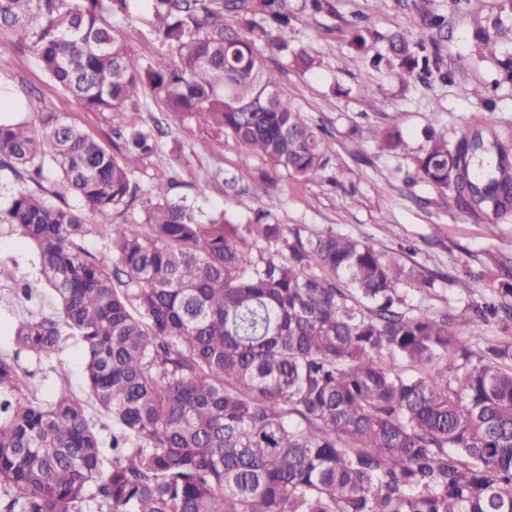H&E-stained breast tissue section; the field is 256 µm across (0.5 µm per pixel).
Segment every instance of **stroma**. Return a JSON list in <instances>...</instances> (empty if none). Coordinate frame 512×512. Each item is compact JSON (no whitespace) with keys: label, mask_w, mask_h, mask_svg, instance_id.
Here are the masks:
<instances>
[{"label":"stroma","mask_w":512,"mask_h":512,"mask_svg":"<svg viewBox=\"0 0 512 512\" xmlns=\"http://www.w3.org/2000/svg\"><path fill=\"white\" fill-rule=\"evenodd\" d=\"M128 21L122 22L127 53L139 64L160 51L152 24L150 0H128ZM444 16L442 30L425 18ZM289 23L281 36L289 49H303L318 65L310 71L289 67L284 54L265 48L271 76L286 86L308 120L327 130L333 144L330 161L319 176L301 181L276 173L254 157L245 156L232 138H211L205 131L171 123L158 153L145 162L141 182L176 170L171 195L186 199L196 211H226L234 223L252 220L263 203L251 194L266 181L278 199L271 222L305 227L316 235L328 231L368 241L377 251L417 264L433 280V291H409L415 309L448 307L470 336L472 304L495 287L497 266L512 261V222L492 224L483 214L461 213L446 193L415 180V159L426 145L428 125L447 127L450 140L466 130L472 113L481 112L485 138H498L512 155V88H493L497 65L475 51L474 33L496 15V0H324L310 13L309 0H290ZM368 27L383 35L406 31L438 54L447 79L398 76L354 59L351 32ZM11 32L0 30V98L13 117L36 122L41 110L58 113L86 133L105 138L112 129L151 124L166 106L148 99L145 108L113 115L91 112L65 94L42 70L31 51H19ZM373 87L365 98V87ZM484 96H475V87ZM397 126L405 145L395 152L379 150L366 130ZM181 145L173 159V145ZM470 281L462 290L457 279ZM67 371L58 377L35 356L22 354L20 363L31 374L30 385L42 396L68 386L79 398L89 396L81 347L67 340L57 356Z\"/></svg>","instance_id":"35a3bbf8"}]
</instances>
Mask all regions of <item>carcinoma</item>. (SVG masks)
Segmentation results:
<instances>
[{"label": "carcinoma", "instance_id": "carcinoma-1", "mask_svg": "<svg viewBox=\"0 0 512 512\" xmlns=\"http://www.w3.org/2000/svg\"><path fill=\"white\" fill-rule=\"evenodd\" d=\"M164 50L130 62L120 29L127 0H0V28L89 111L138 107L150 91L167 117L230 136L276 172L311 180L332 145L259 47L288 52L278 32L288 0H151ZM478 51L512 84V54L478 29ZM357 59L402 74L442 73L441 58L404 31L389 56L361 31ZM39 128L0 108V235L36 259L31 288L51 311L17 319L0 354V512H512V342L472 349L446 307L416 312L403 282L430 293L414 265L333 231L307 236L224 211L202 221L170 196L176 175L138 179L163 121L127 125L110 150L55 112ZM382 150L396 127H373ZM497 162L470 169L477 153ZM62 191L43 194L46 164ZM416 175L451 192L457 209L512 219V173L497 141H448L430 128ZM77 204L61 205L63 193ZM142 203V219L107 217ZM112 256L108 263L103 255ZM512 322V269L500 272L472 322ZM81 344L90 389L112 424L105 446L67 388L31 392L25 352L51 361Z\"/></svg>", "mask_w": 512, "mask_h": 512}]
</instances>
